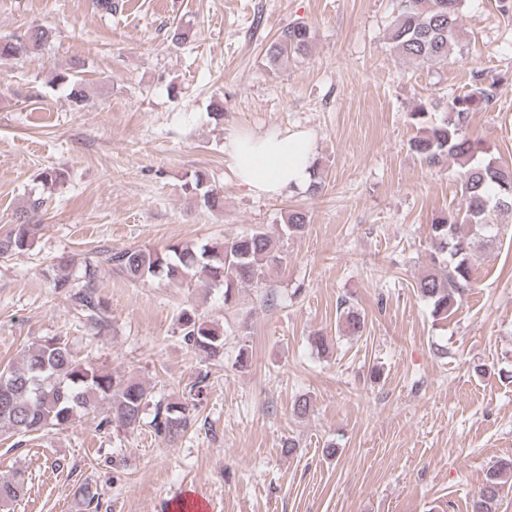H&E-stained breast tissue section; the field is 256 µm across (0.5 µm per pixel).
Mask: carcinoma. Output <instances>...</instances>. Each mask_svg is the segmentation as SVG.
<instances>
[{
  "mask_svg": "<svg viewBox=\"0 0 512 512\" xmlns=\"http://www.w3.org/2000/svg\"><path fill=\"white\" fill-rule=\"evenodd\" d=\"M465 0H399L397 15L387 29L391 50L416 64L446 63L461 41L460 15ZM51 38L43 27H33L24 35L0 41V60L36 54ZM314 31L303 23L284 27L266 50L273 63L288 64L289 59L307 52ZM56 81L71 87V98L80 105L86 101V86L75 73H60ZM492 98L491 87L475 82L453 96L446 111L434 119L428 104L419 101L411 112L418 135L411 149L430 168L453 160L460 175L464 211L450 218L435 217L431 224L432 245L426 256L430 272L416 284L418 294L432 306V315L446 319L462 302L473 281L475 253L498 235L496 214L512 212V166L494 158L480 160L483 143L466 135L469 115ZM185 191L199 198L212 210L223 207V194L203 173L196 172L184 184ZM44 205L41 197L27 201L23 215L0 235V257L23 253L32 247L38 225L29 214ZM307 216L300 211L288 214L283 233H304ZM282 261L272 237L264 229L194 246L168 245L160 250L129 247L102 251L80 264L76 273H54L53 288L69 296L97 336L110 327L105 301L96 296L93 284L100 266L109 265L134 283L165 280L178 285L205 282L224 289V305L237 303L239 289L264 284L267 272ZM364 319L347 309L340 316L344 330L355 334ZM178 323L186 348L196 355L215 357L224 351V330L205 319L195 306L180 310ZM209 375L198 374L191 384V401L199 402L208 393ZM189 401V402H191ZM152 402L147 387L132 377L104 371L76 358L72 348L60 337L47 338L29 348L22 363L0 370V431L27 436L49 426L73 427L86 415L104 409L100 425L134 430ZM189 402L157 401L151 427L155 434L175 441L188 429ZM512 477V459L500 461L491 469L484 485L472 500L471 512H497L504 488V476ZM25 478L16 473L0 478V503L18 499ZM85 512H99V495L89 483L75 490Z\"/></svg>",
  "mask_w": 512,
  "mask_h": 512,
  "instance_id": "carcinoma-1",
  "label": "carcinoma"
}]
</instances>
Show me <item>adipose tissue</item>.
<instances>
[{
    "mask_svg": "<svg viewBox=\"0 0 512 512\" xmlns=\"http://www.w3.org/2000/svg\"><path fill=\"white\" fill-rule=\"evenodd\" d=\"M228 157L238 182L259 195L281 196L310 181L311 142L298 133L236 135L228 144Z\"/></svg>",
    "mask_w": 512,
    "mask_h": 512,
    "instance_id": "adipose-tissue-1",
    "label": "adipose tissue"
}]
</instances>
